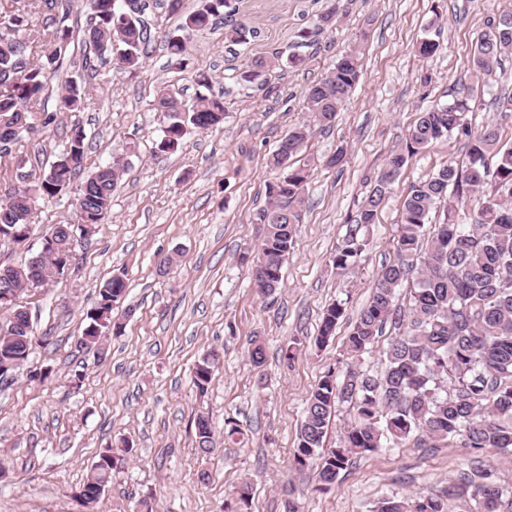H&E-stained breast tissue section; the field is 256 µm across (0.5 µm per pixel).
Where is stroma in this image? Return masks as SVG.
Here are the masks:
<instances>
[{
    "mask_svg": "<svg viewBox=\"0 0 512 512\" xmlns=\"http://www.w3.org/2000/svg\"><path fill=\"white\" fill-rule=\"evenodd\" d=\"M85 3L71 0L65 24L73 39L62 66L48 76L44 109L56 120L36 132L35 147H15L14 156H25L26 170H47L77 127L85 135L87 169L119 159L126 170L111 213L91 235L76 237L64 279L19 296L30 313L33 345L12 379L0 382V512H134L149 492L157 512H224L244 482L252 488L250 512H283L291 490L301 512H370L382 498L432 491L459 478L474 455L456 442L419 448L409 441L354 458L328 491L319 490L314 471H295L291 458L310 391L342 357L350 321L393 258L410 187L448 162H462L466 148L451 136L412 157L369 227L363 260L355 271L338 273L331 258L389 151L401 145L419 112L464 96L473 107L468 120L496 125L503 143L512 144V112L495 105L497 97L512 96V57L489 75L472 65L489 19L512 0H344L336 24L324 29L319 20L329 0H236L237 20L257 28L259 38L232 53L223 22L184 31L189 55L182 69L171 64L163 35L199 0H183L178 15L153 4L145 13L153 38L141 68L124 73L111 60L92 75L81 67ZM437 15L440 47L420 58L415 46ZM302 30L308 40L299 38ZM358 42L364 47L358 83L334 124L315 126L304 86ZM275 51L299 55L303 63L283 68L268 90L236 96L223 124L188 130L177 151H158L164 129L154 108L158 93L193 103L196 73L211 75L218 93L233 70ZM75 79L88 88L85 107L61 111L59 92ZM297 125L312 128L301 154L314 167L312 181L282 285L262 297L239 256L259 235L257 213L274 177L267 160ZM340 146L345 160L327 167ZM80 187L73 182L41 202L29 238L0 245V263L39 251L55 225L75 223ZM115 275L126 282L116 310L122 335L108 336L99 350L78 347L86 310ZM336 300L345 304V321L317 349L322 312ZM255 335L265 350L258 368L248 358ZM289 344L295 357L287 361L281 349ZM213 350L221 359L201 395L192 370ZM44 368L52 371L47 382L30 380V372ZM200 414L214 430L215 447L205 457L193 444ZM229 418L242 429L241 441L225 440ZM121 437L133 442V456L99 502L83 506L77 493L92 464Z\"/></svg>",
    "mask_w": 512,
    "mask_h": 512,
    "instance_id": "obj_1",
    "label": "stroma"
}]
</instances>
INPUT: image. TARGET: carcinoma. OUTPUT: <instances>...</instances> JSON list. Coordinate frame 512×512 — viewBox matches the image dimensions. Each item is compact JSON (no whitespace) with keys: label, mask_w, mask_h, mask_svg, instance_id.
Instances as JSON below:
<instances>
[{"label":"carcinoma","mask_w":512,"mask_h":512,"mask_svg":"<svg viewBox=\"0 0 512 512\" xmlns=\"http://www.w3.org/2000/svg\"><path fill=\"white\" fill-rule=\"evenodd\" d=\"M90 24L83 30L85 52L82 68L96 70L105 54L117 53L119 69L135 70L142 64L150 30L141 19V7L132 14L118 0H87ZM70 10L69 0H0V130L19 129L13 144L33 138L37 126L49 125L54 116H40V105L49 88L47 70L62 64L72 39L63 25ZM232 0H201L198 9L184 16L181 29H200L224 19V42L247 45L258 30L233 19ZM43 25L40 58L33 59L26 39L31 19ZM441 24L431 23L427 36L416 45L422 58L433 56L440 47ZM171 62L184 66L185 40L169 33L164 40ZM512 56V8L500 11L475 45L474 70L490 73L506 56ZM301 59L283 58L278 52L252 60L248 69L228 77L224 96L200 95L184 106L164 92L157 101L163 114L162 152H174L192 126L206 131L224 121L226 98L234 87L245 83L264 87L275 70L296 67ZM361 74V49L340 54L320 79L304 90L307 111L322 127L335 122L343 100ZM86 86L68 82L62 91L63 109L84 106ZM474 111L469 99H457L419 113L400 147L392 150L382 173L350 220L346 235L336 246L333 266L353 271L366 250L362 230L376 223L379 209L393 190L409 159L429 145L458 134L466 140L465 161L450 162L413 185L402 206L400 230L393 245L394 259L382 267L372 294L360 310L347 338L351 362L328 366L310 392L304 418L297 433L292 466L312 468L318 481L329 488L352 458L414 440L423 448H442L458 441L475 450L496 448L512 452V147L502 144L492 125L472 126L467 113ZM311 127L290 129L272 154L270 166L277 176L266 186V206L257 213L263 225L257 243L243 254L251 263L258 293L267 296L281 286L282 268L290 253L300 223L311 180L307 164L295 165L294 157L307 143ZM495 164L489 165V157ZM84 137L77 131L56 156L49 169L38 177L21 172L23 160L15 161V177L22 186L10 185L0 194V239L22 243L32 230V215L38 203L56 197L85 169ZM125 171L114 161L87 175L76 198L78 221L100 224L112 209V191ZM479 196L474 212L463 208L465 198ZM51 238L58 250L33 253L17 264H0V292L18 295L33 279L48 283L64 249L74 238V225L59 224ZM409 284L410 298L397 304L398 291ZM126 293L118 275L99 289L94 305L86 311V324L78 344L102 345L107 333H121L122 324L114 310ZM341 302L323 312L316 345L327 344L343 320ZM390 340L383 351L384 370L374 375L363 366L367 353L385 331ZM32 347L29 311L15 302L0 320V368L11 374L24 364ZM218 357L208 354L194 366L193 385L204 394L213 377ZM356 409L358 422L347 429L335 448L323 447L327 428L340 403ZM195 449L207 455L214 449V432L209 419H194ZM129 442L122 448H107L99 454L81 488L90 503L99 501L115 474L121 472ZM478 480L466 476L451 479L434 493L415 497H387L372 512H446L448 500L470 498L475 512H500L505 490L482 468L470 461ZM248 484L236 491L235 501L224 512H248Z\"/></svg>","instance_id":"1"}]
</instances>
